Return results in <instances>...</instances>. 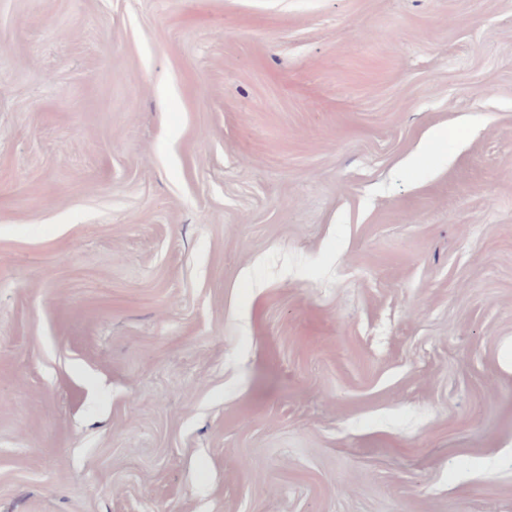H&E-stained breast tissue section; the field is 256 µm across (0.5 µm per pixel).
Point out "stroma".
<instances>
[{
    "mask_svg": "<svg viewBox=\"0 0 512 512\" xmlns=\"http://www.w3.org/2000/svg\"><path fill=\"white\" fill-rule=\"evenodd\" d=\"M0 512H512V0H0Z\"/></svg>",
    "mask_w": 512,
    "mask_h": 512,
    "instance_id": "35a3bbf8",
    "label": "stroma"
}]
</instances>
